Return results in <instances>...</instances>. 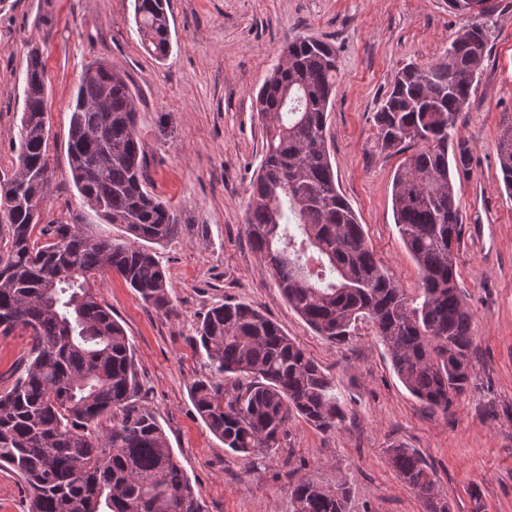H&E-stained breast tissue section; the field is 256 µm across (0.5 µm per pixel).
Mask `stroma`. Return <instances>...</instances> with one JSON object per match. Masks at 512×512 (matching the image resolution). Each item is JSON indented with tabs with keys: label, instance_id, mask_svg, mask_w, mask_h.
<instances>
[{
	"label": "stroma",
	"instance_id": "1",
	"mask_svg": "<svg viewBox=\"0 0 512 512\" xmlns=\"http://www.w3.org/2000/svg\"><path fill=\"white\" fill-rule=\"evenodd\" d=\"M490 7L496 26L457 123L472 155L457 183L465 224L457 272L473 313L474 373L443 414L401 384L370 326L337 345L302 320L251 247L245 212L265 142L256 95L289 40L325 41L338 67L326 126L336 183L376 257L416 296L418 269L392 210L403 157L380 151L373 116L401 68L437 62L477 15L456 13L448 0H170L172 49L157 60L140 44L134 0H0V176L17 159L31 48L42 51L48 77L51 190L42 223L80 216L89 233L124 238L123 226L96 217L74 185L69 105L96 60L120 70L136 95L152 190L183 219L177 237L149 246L171 304L156 309L113 274L98 292L133 343L139 403L155 414L206 512H289L288 484L300 477L323 487L346 481L348 512H425L388 461L397 444L433 468L451 512H512V195L496 152L512 117V0ZM227 302L261 311L330 374L347 414L341 426L325 433L295 419L286 450L251 464L225 449L189 389L203 372L196 326ZM29 349L24 330L0 334V391L22 375Z\"/></svg>",
	"mask_w": 512,
	"mask_h": 512
}]
</instances>
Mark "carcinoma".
I'll use <instances>...</instances> for the list:
<instances>
[{"mask_svg": "<svg viewBox=\"0 0 512 512\" xmlns=\"http://www.w3.org/2000/svg\"><path fill=\"white\" fill-rule=\"evenodd\" d=\"M488 0H448L451 9L491 17ZM135 23L156 59L171 49L167 0H135ZM488 22L454 38L436 63L400 69L374 114L382 151L418 150L393 179L395 224L417 263L420 293L408 297L376 259L351 204L340 193L326 143L336 87V51L296 38L257 96L266 145L249 185L245 231L288 305L319 335L342 343L369 321L406 389L448 413L472 378V313L456 258L463 224L456 180L470 161L455 141L478 70L473 53ZM25 103L14 143L17 169L0 178V332L29 333L25 376L0 392V468L29 491L28 512H205L154 414L137 403L133 347L97 281L112 272L147 303L168 310L164 269L144 243L176 237L181 214L145 176L147 152L137 101L124 76L89 65L68 130L76 187L100 218L124 226L122 239L85 234L78 224L40 225L50 190L47 74L28 53ZM456 151L449 152L450 147ZM497 157L512 195V119ZM193 343L207 373L190 388L195 410L224 447L254 462L277 453L296 416L323 432L346 420L332 377L271 319L246 304L211 308ZM389 463L423 502L450 512L435 473L413 449H387ZM292 512H348L350 487L288 483Z\"/></svg>", "mask_w": 512, "mask_h": 512, "instance_id": "obj_1", "label": "carcinoma"}]
</instances>
